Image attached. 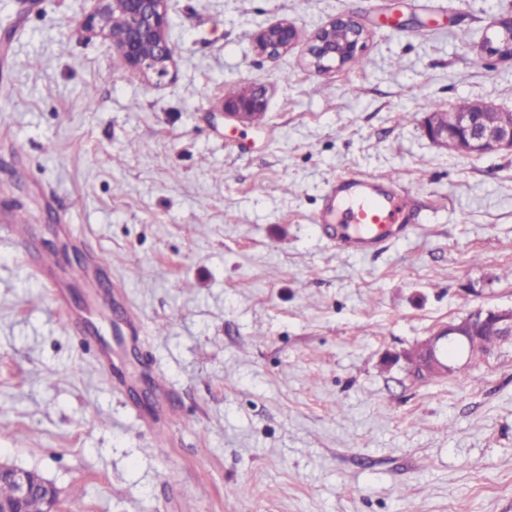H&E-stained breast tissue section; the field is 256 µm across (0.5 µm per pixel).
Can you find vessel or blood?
I'll return each instance as SVG.
<instances>
[{
  "label": "vessel or blood",
  "instance_id": "vessel-or-blood-1",
  "mask_svg": "<svg viewBox=\"0 0 512 512\" xmlns=\"http://www.w3.org/2000/svg\"><path fill=\"white\" fill-rule=\"evenodd\" d=\"M419 213L409 191L392 178L365 173L337 176L325 194V206L316 216L319 224L337 227L334 245L337 252L361 256L384 248L387 244L406 239L413 231ZM0 232L14 238L21 246L24 262H35V271L52 288L57 305H64L63 284L48 258L33 261L28 227L21 221L0 223ZM421 363H433L437 370L448 364V342L436 339L430 346L418 349Z\"/></svg>",
  "mask_w": 512,
  "mask_h": 512
}]
</instances>
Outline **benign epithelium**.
<instances>
[{
    "label": "benign epithelium",
    "instance_id": "obj_1",
    "mask_svg": "<svg viewBox=\"0 0 512 512\" xmlns=\"http://www.w3.org/2000/svg\"><path fill=\"white\" fill-rule=\"evenodd\" d=\"M94 6L81 25L91 36L108 39L112 25V9L123 8L128 20L126 36L116 48L129 70L147 80H161L169 73L173 63L174 47L168 36V0H93ZM349 28V38L336 43L332 31L336 25ZM300 31L291 22L283 21L263 29L256 37L257 52L276 59L299 39ZM367 34L363 25L351 16H339L324 24L315 34L310 46V65L318 72L344 66L353 57L363 54ZM477 55L494 61H512V11L497 15L487 28L484 38L477 45ZM267 106L266 91L255 88L244 97L225 102L223 117L240 123L247 122L253 113ZM498 108L487 104L476 112H463L454 129L439 123L438 113L429 112L424 118L426 136L437 145L448 144L453 139L463 155H484L498 152L512 154V125L493 122L487 113ZM483 322L495 325L499 331V345L512 347V307L488 308ZM448 349L454 356L470 364L477 358L489 355L479 346L475 324L468 318L445 325ZM8 473L13 480L16 494L13 501H0V512H24V501L33 494L49 501V512H55L58 493L55 486L34 471L0 463V474Z\"/></svg>",
    "mask_w": 512,
    "mask_h": 512
}]
</instances>
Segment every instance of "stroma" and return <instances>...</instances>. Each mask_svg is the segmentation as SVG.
Returning <instances> with one entry per match:
<instances>
[{"instance_id": "obj_1", "label": "stroma", "mask_w": 512, "mask_h": 512, "mask_svg": "<svg viewBox=\"0 0 512 512\" xmlns=\"http://www.w3.org/2000/svg\"><path fill=\"white\" fill-rule=\"evenodd\" d=\"M90 7L0 0V219L105 260L75 336L0 235V460L61 512H512V352L435 380L401 359L512 306V155L423 128L429 100L512 112V62L475 52L512 0H170L158 84L81 33ZM340 15L366 64L315 71ZM283 20L301 40L259 56ZM255 86L265 125L224 119ZM350 171L398 177L408 240L336 253L312 219Z\"/></svg>"}]
</instances>
